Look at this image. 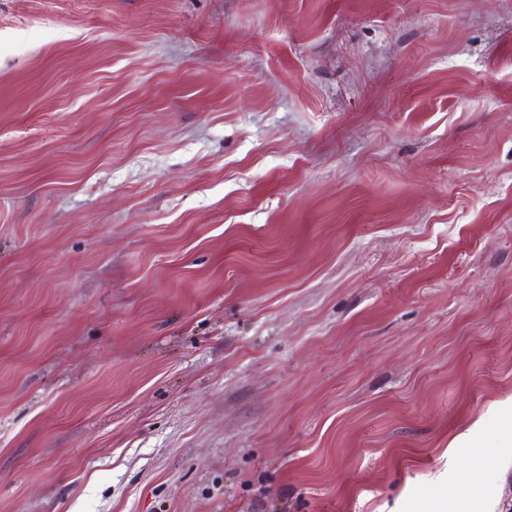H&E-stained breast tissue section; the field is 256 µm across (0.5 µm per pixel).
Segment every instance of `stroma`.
I'll return each mask as SVG.
<instances>
[{
    "instance_id": "stroma-1",
    "label": "stroma",
    "mask_w": 512,
    "mask_h": 512,
    "mask_svg": "<svg viewBox=\"0 0 512 512\" xmlns=\"http://www.w3.org/2000/svg\"><path fill=\"white\" fill-rule=\"evenodd\" d=\"M510 398L512 0H0V512H512Z\"/></svg>"
}]
</instances>
